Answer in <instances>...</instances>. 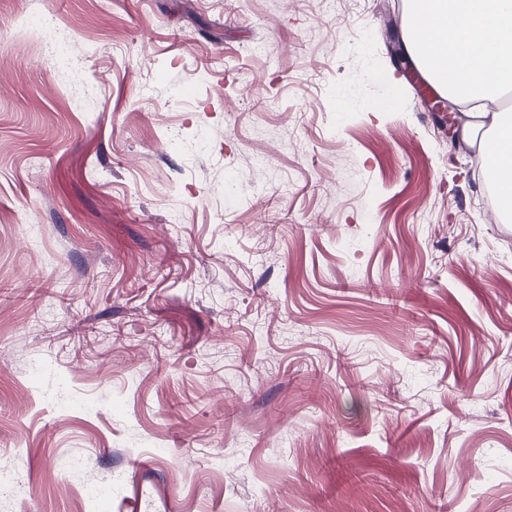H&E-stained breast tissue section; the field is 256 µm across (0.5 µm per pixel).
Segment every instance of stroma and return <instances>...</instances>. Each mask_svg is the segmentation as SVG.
Returning <instances> with one entry per match:
<instances>
[{"label": "stroma", "mask_w": 512, "mask_h": 512, "mask_svg": "<svg viewBox=\"0 0 512 512\" xmlns=\"http://www.w3.org/2000/svg\"><path fill=\"white\" fill-rule=\"evenodd\" d=\"M407 0H0V512H512V223Z\"/></svg>", "instance_id": "obj_1"}]
</instances>
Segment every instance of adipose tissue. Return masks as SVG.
Returning a JSON list of instances; mask_svg holds the SVG:
<instances>
[{"instance_id":"adipose-tissue-1","label":"adipose tissue","mask_w":512,"mask_h":512,"mask_svg":"<svg viewBox=\"0 0 512 512\" xmlns=\"http://www.w3.org/2000/svg\"><path fill=\"white\" fill-rule=\"evenodd\" d=\"M407 42L431 72L450 66L449 98L486 103L512 88V0H409ZM487 61L470 67L472 52ZM458 137L475 147L483 175L492 186V204L512 221V113L471 112L456 123Z\"/></svg>"}]
</instances>
